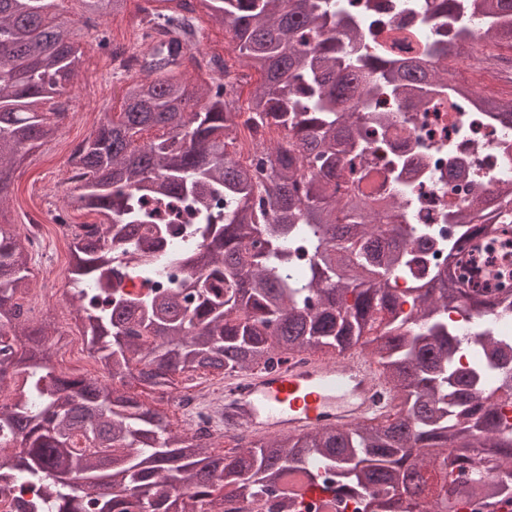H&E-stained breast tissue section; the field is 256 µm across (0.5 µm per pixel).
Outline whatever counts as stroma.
Wrapping results in <instances>:
<instances>
[{
    "instance_id": "stroma-1",
    "label": "stroma",
    "mask_w": 512,
    "mask_h": 512,
    "mask_svg": "<svg viewBox=\"0 0 512 512\" xmlns=\"http://www.w3.org/2000/svg\"><path fill=\"white\" fill-rule=\"evenodd\" d=\"M176 7L175 0H127L121 15L100 19L91 28L83 22L79 0H56L55 11L68 19L70 37L82 54L83 67L66 96L71 112L66 138L58 137L33 149L14 175L8 192L11 223L23 226L28 211L34 207L47 212L64 210L65 200L74 190L73 185L60 180L66 141L87 138L105 113L122 107L124 81L111 77L107 71L110 46L147 47L150 38L142 25L145 9L166 14ZM197 25L200 40L195 55L225 59L238 75L239 95H246L258 75L238 58L227 29L213 24L202 12L197 15Z\"/></svg>"
}]
</instances>
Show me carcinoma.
Masks as SVG:
<instances>
[{
	"label": "carcinoma",
	"instance_id": "obj_1",
	"mask_svg": "<svg viewBox=\"0 0 512 512\" xmlns=\"http://www.w3.org/2000/svg\"><path fill=\"white\" fill-rule=\"evenodd\" d=\"M83 16L124 12L127 0H80ZM180 10L143 18L150 53L129 52L122 112L105 116L75 159L77 192L67 206L100 220L73 231L69 296L87 323L90 353L110 382L56 367L61 334L47 314L19 320L31 290L29 254L0 221V382L22 391L0 409V491L27 482L41 494L19 512H224V499L272 496L278 512H301L312 487L359 499L373 512H481L512 505V482L485 481L483 468L512 465V425L497 401L512 396V343L471 336L448 321L465 304L485 322L512 309V287L494 299L462 288L428 225L408 224L411 196L368 201L361 184L370 136L389 113L369 108L407 92L423 105L468 97L448 80L470 40L456 24L458 0L434 6L453 36L404 61L353 55L369 21L341 16L336 0H179ZM201 8L233 35L238 56L260 74L247 110L236 83L206 95L177 78L200 66L191 53ZM53 0H0V212L3 191L36 144L55 138L60 105L82 66ZM486 18V36L512 42V0H465ZM471 109L512 124V99L478 97ZM161 135L140 143L142 133ZM252 162L236 160L242 132ZM283 132L280 141L266 135ZM512 217V189L476 196L459 235L491 238L486 206ZM391 224L376 227L378 211ZM185 268L197 271L181 277ZM167 278L147 293L115 288L129 275ZM403 276L413 287L390 286ZM361 349L389 386L393 413L304 436L249 438L215 455L172 433L163 414L126 389L177 375L244 376L301 352ZM300 474L298 482L288 475Z\"/></svg>",
	"mask_w": 512,
	"mask_h": 512
}]
</instances>
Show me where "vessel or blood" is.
Returning a JSON list of instances; mask_svg holds the SVG:
<instances>
[{"label":"vessel or blood","instance_id":"b4317fda","mask_svg":"<svg viewBox=\"0 0 512 512\" xmlns=\"http://www.w3.org/2000/svg\"><path fill=\"white\" fill-rule=\"evenodd\" d=\"M385 387L375 363L360 352L313 355L300 364L291 361L247 376L224 415V428L271 436L352 427L388 411V402L375 397Z\"/></svg>","mask_w":512,"mask_h":512}]
</instances>
